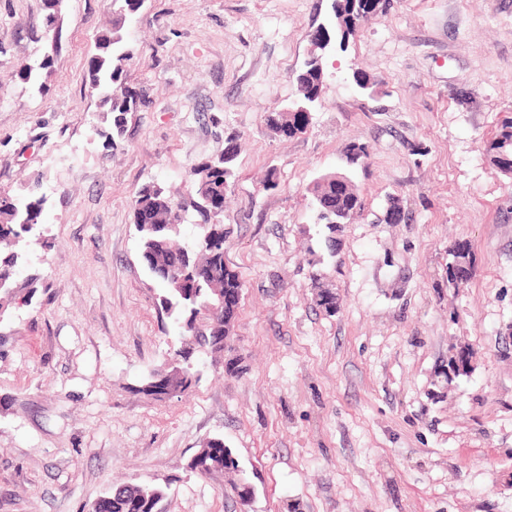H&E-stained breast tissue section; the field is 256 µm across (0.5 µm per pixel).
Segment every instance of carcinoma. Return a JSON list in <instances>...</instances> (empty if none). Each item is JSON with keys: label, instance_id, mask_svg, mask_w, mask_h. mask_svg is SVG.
Masks as SVG:
<instances>
[{"label": "carcinoma", "instance_id": "obj_1", "mask_svg": "<svg viewBox=\"0 0 512 512\" xmlns=\"http://www.w3.org/2000/svg\"><path fill=\"white\" fill-rule=\"evenodd\" d=\"M381 0H341L333 10L334 24L319 31L336 39V32L344 30L340 47H346L356 30L358 10L368 8V2ZM139 10L138 0H112V28L106 30L109 39L95 49L87 64L90 88L100 96V107L112 113V130L121 132L119 120L137 104L136 92L126 82V62L131 54L124 48L120 31L128 15ZM52 58L45 56L36 67H29L19 74V79L29 85L38 84L39 71L47 69ZM326 78V60L320 64L304 63L296 74L299 98L290 104L288 112H272L268 124L275 130H288L293 136L295 127L310 124V109L321 96ZM491 162L507 173H512V121L501 126L498 133L485 147ZM234 175L233 163H224V156L209 158L190 172L194 184L197 211L203 217L202 232L188 245L176 246L180 236L182 217L165 189L149 183L140 188L133 201L134 224L139 233L140 255L151 277L163 285L158 297L161 315L180 326V346L171 359L178 360L168 368L175 382L180 375L199 377L190 366L192 354L185 346L194 344V351H223L216 345L208 324L233 327L238 302L220 303V298L237 296L242 292V282L237 272L224 268V236L216 234L222 227L217 222L223 209L224 198ZM315 220L325 225L328 232L336 229V212L347 213L361 208V200L351 178L339 184L325 176L312 186ZM46 199L29 195L14 200L0 196V318L9 307L20 300L31 302L34 289L28 291L17 286V274L26 263V252L33 229L42 223ZM218 467L222 471H239L238 460L231 449L224 447V439L214 437L203 443L188 462L190 471L205 474L203 466ZM166 490L158 485L123 486L101 497L92 506V512H141L140 504L150 501L159 504Z\"/></svg>", "mask_w": 512, "mask_h": 512}]
</instances>
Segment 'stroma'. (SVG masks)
I'll list each match as a JSON object with an SVG mask.
<instances>
[{"label":"stroma","mask_w":512,"mask_h":512,"mask_svg":"<svg viewBox=\"0 0 512 512\" xmlns=\"http://www.w3.org/2000/svg\"><path fill=\"white\" fill-rule=\"evenodd\" d=\"M63 12L38 90L18 73L50 43L43 0H0V193L46 198L22 271L35 294L0 318V512H87L142 483L166 486L162 512H241L234 474L187 468L213 437L255 487L250 512H512V174L484 151L512 119V0H386L332 53L291 138L266 117L296 97L331 0H144L123 28L140 102L114 149L86 80L111 0ZM230 141L233 339L158 400L142 380L179 337L155 306L132 203L159 183L192 240L188 175ZM354 143L368 156L350 165ZM344 169L362 210L330 250L310 188ZM457 243L473 270L454 286ZM317 279L336 314L317 306ZM462 347L472 371L449 378Z\"/></svg>","instance_id":"35a3bbf8"}]
</instances>
